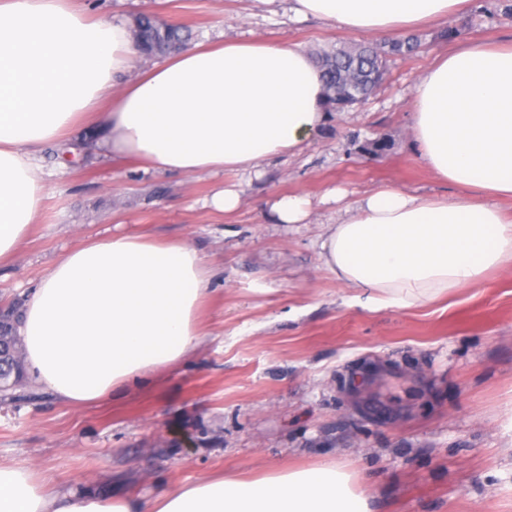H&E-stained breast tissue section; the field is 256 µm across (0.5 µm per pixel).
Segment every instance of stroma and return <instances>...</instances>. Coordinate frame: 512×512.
Returning a JSON list of instances; mask_svg holds the SVG:
<instances>
[{
	"mask_svg": "<svg viewBox=\"0 0 512 512\" xmlns=\"http://www.w3.org/2000/svg\"><path fill=\"white\" fill-rule=\"evenodd\" d=\"M95 19L151 14L184 24L194 43L265 39L308 54L353 41L330 23L297 20L291 0H85ZM465 39L512 38V0L420 28L416 55L390 58L364 103L334 113L301 152L267 160L262 176L186 177L102 157L98 126L71 135L78 152L31 157L46 186L43 216L0 269V309L79 240L150 233L193 243L224 293L206 311L198 352L142 389L91 407L60 401L34 380L0 392V460L50 474L58 486L149 500L211 473L261 475L336 460L371 495L374 512H512V269L447 300L372 307L322 265L317 239L344 202L384 184L456 195L419 158L415 85ZM236 187L229 215L205 201ZM309 202L305 224H279L270 201Z\"/></svg>",
	"mask_w": 512,
	"mask_h": 512,
	"instance_id": "1",
	"label": "stroma"
}]
</instances>
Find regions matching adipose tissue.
<instances>
[{
    "label": "adipose tissue",
    "mask_w": 512,
    "mask_h": 512,
    "mask_svg": "<svg viewBox=\"0 0 512 512\" xmlns=\"http://www.w3.org/2000/svg\"><path fill=\"white\" fill-rule=\"evenodd\" d=\"M470 0H293L296 17L380 39L440 22ZM118 21L81 0H0V265L11 262L46 196L31 155L85 120L115 160L182 175L250 172L299 152L325 123L321 73L302 49L264 39L199 44L139 73ZM423 164L461 195L383 186L326 225L320 258L382 307L422 306L512 263V44L463 42L415 89ZM219 294L201 252L122 234L56 260L22 308L27 373L59 398L92 405L149 385L203 342ZM0 512H373L333 461L314 468L203 477L150 501L55 490L52 478L0 463Z\"/></svg>",
    "instance_id": "adipose-tissue-1"
}]
</instances>
